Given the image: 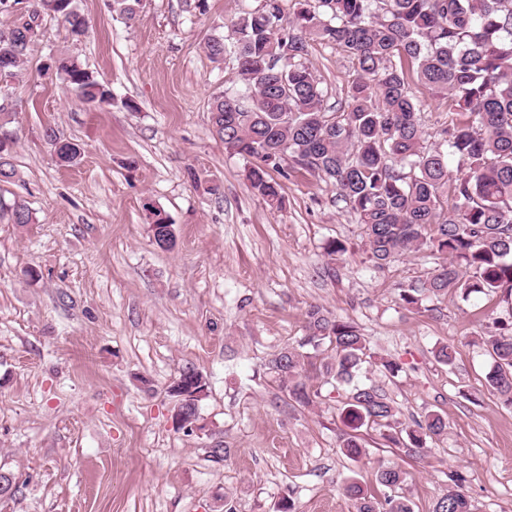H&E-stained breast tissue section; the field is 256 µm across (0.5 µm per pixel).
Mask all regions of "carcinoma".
Here are the masks:
<instances>
[{
  "instance_id": "cac0c4a2",
  "label": "carcinoma",
  "mask_w": 512,
  "mask_h": 512,
  "mask_svg": "<svg viewBox=\"0 0 512 512\" xmlns=\"http://www.w3.org/2000/svg\"><path fill=\"white\" fill-rule=\"evenodd\" d=\"M282 0H260L241 9L225 36L205 44L208 56L237 70L240 88L212 98L210 121L224 148L251 163L247 178L255 194L275 209L285 206L280 184L270 172L288 163L336 189L362 226L375 266L425 250L434 267L426 279L400 291L404 304L417 306L454 290L512 301V0H295L293 16ZM141 0H112V10L131 21ZM27 12L63 20L72 38L84 36L88 22L76 0H28ZM36 33L17 17L0 28V58L12 61L3 77L14 78L32 50ZM335 46L354 69L347 105L328 112L325 90L306 64L311 43ZM55 75L87 103L108 104L110 89L72 56L58 55ZM431 97L448 100L456 120L425 145L418 114ZM12 145L0 142V182L15 176L7 159ZM56 161L77 162L78 145L55 142ZM456 161V171L448 160ZM23 227L32 223L24 203L0 200V217ZM163 218L150 228L157 246L169 251L176 234ZM483 339L492 360L487 386L512 406V313L493 320ZM371 357L357 326L312 304L305 312V336L296 347L272 354L268 370L280 390L301 407L314 403L310 374L326 382L353 384L340 412L351 429L343 454L360 460L366 449L360 430L387 428L385 439L422 451L444 433L437 412L400 427L398 411L373 385L356 384ZM452 487L433 512H472L463 487L466 477L449 474ZM378 483L391 490L385 512H412L408 499L393 490L403 473L387 468ZM342 489L356 512H380L356 478Z\"/></svg>"
}]
</instances>
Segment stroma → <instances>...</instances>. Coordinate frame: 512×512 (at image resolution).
Listing matches in <instances>:
<instances>
[{
	"label": "stroma",
	"instance_id": "1",
	"mask_svg": "<svg viewBox=\"0 0 512 512\" xmlns=\"http://www.w3.org/2000/svg\"><path fill=\"white\" fill-rule=\"evenodd\" d=\"M76 4L88 35L73 41L60 18L43 17L22 77L0 80L17 136V175L0 196L33 214L23 228L0 219V466L20 486L0 512H220L226 501L275 512L285 497L297 512H355L342 480L379 498L389 467L413 512H433L453 471L466 475L474 512H512V407L486 385L481 344L507 303L452 291L405 305L401 288L432 269L425 252L375 267L335 189L294 168L275 173L286 207L271 209L247 161L212 131L211 99L237 76L205 44L258 0H207L203 12L196 0H143L130 22L110 0ZM51 53L92 71L111 105L42 78ZM306 63L326 107L344 104L345 54L315 43ZM55 136L79 145L77 164L56 162ZM153 207L176 230L173 250L153 240ZM331 239L347 246L335 261ZM312 304L367 337L360 380L382 389L403 425L446 418L423 454L385 446L373 428L366 457L349 461L338 395L322 380L311 381L314 406L285 405L265 364L298 345ZM441 344L454 347L453 366L436 361ZM384 357L402 364L398 377L384 376ZM188 367L208 382L199 433L171 422L167 387ZM224 447L214 462L211 449Z\"/></svg>",
	"mask_w": 512,
	"mask_h": 512
}]
</instances>
